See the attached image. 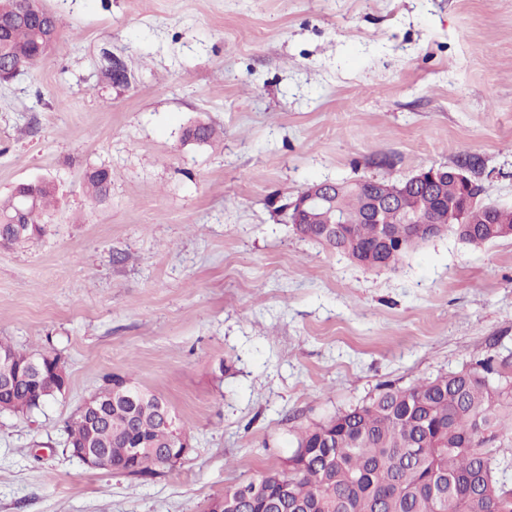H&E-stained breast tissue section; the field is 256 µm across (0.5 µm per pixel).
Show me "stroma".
<instances>
[{
    "label": "stroma",
    "instance_id": "obj_1",
    "mask_svg": "<svg viewBox=\"0 0 512 512\" xmlns=\"http://www.w3.org/2000/svg\"><path fill=\"white\" fill-rule=\"evenodd\" d=\"M43 4L59 40L0 84V199L41 179L54 204L43 236L0 247V339L59 356L69 385L0 413V512H207L383 385L512 357L511 237L450 231L367 268L286 210L313 183L465 162L512 205V0ZM197 122L211 142H185ZM115 373L183 424L174 470L135 480L65 453Z\"/></svg>",
    "mask_w": 512,
    "mask_h": 512
}]
</instances>
